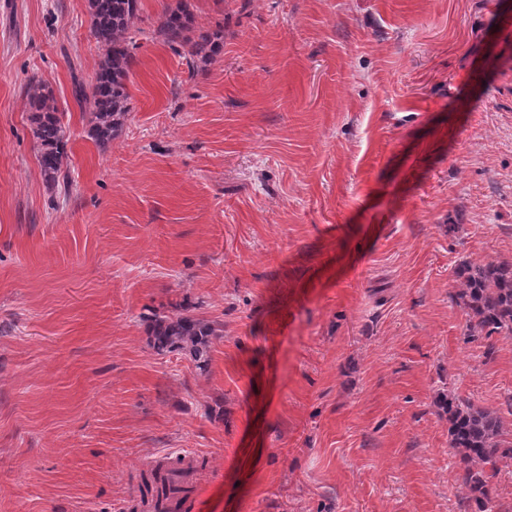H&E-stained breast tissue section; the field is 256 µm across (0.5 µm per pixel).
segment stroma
Wrapping results in <instances>:
<instances>
[{
    "label": "stroma",
    "mask_w": 512,
    "mask_h": 512,
    "mask_svg": "<svg viewBox=\"0 0 512 512\" xmlns=\"http://www.w3.org/2000/svg\"><path fill=\"white\" fill-rule=\"evenodd\" d=\"M190 3L221 54L141 0L102 149L87 0H0V512H128L177 455L207 462L195 512H475L436 401L512 441V336L469 331L453 274L512 264V0ZM186 303L224 326L205 373L148 344ZM194 14L190 9L188 0H177L174 8H169L157 33L162 40L176 52L184 50V56L195 60L207 61L221 52L224 44V26L217 24L212 34H202L198 40L193 41L189 33L194 27ZM188 47L186 50L185 48ZM182 54V53H181ZM35 112L30 115L32 136L38 147L41 173L49 187H55L66 164L65 128L50 92L32 77L28 82Z\"/></svg>",
    "instance_id": "35a3bbf8"
}]
</instances>
